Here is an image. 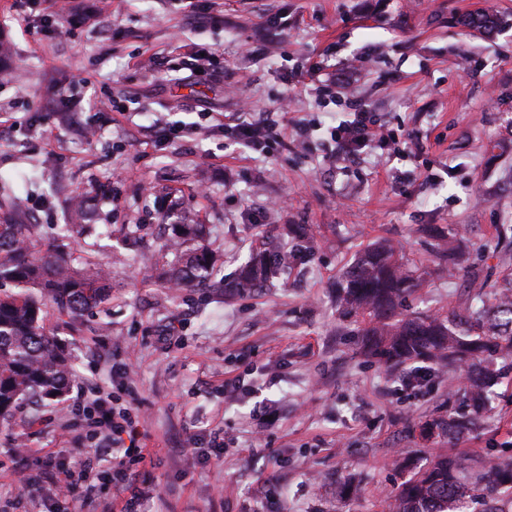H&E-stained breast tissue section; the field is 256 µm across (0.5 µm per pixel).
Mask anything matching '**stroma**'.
<instances>
[{
    "label": "stroma",
    "instance_id": "stroma-1",
    "mask_svg": "<svg viewBox=\"0 0 512 512\" xmlns=\"http://www.w3.org/2000/svg\"><path fill=\"white\" fill-rule=\"evenodd\" d=\"M77 2L51 17L44 0H0L14 65L0 108L16 119L0 127V183L48 238L72 195L90 198L99 234L77 251L111 270L112 297L48 310L78 380L62 405L24 401L0 418V512H110L145 482L155 494L140 512H390L406 477L393 458L425 467L441 445L422 425L463 405L437 380L409 390L363 356L336 279L387 240L429 273L405 313L444 314L512 266L496 247L512 224V0H199L193 13L181 0ZM485 12L502 25L464 27ZM283 99L287 139L249 149L225 136L221 115ZM354 101L389 139L350 161L330 132ZM160 117L211 126L171 141ZM186 210L228 283L263 242L289 243V225L314 249L229 301L201 283L174 288L160 271L170 217ZM432 224L462 228L467 273L433 263ZM497 366L485 425L455 443L474 460L512 457V363ZM97 385L153 459L129 462L123 490L107 477L60 504L59 471L112 466L111 427L75 408ZM262 406L273 418L258 440ZM348 481L359 494L338 502Z\"/></svg>",
    "mask_w": 512,
    "mask_h": 512
}]
</instances>
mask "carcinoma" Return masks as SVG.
<instances>
[{"label": "carcinoma", "mask_w": 512, "mask_h": 512, "mask_svg": "<svg viewBox=\"0 0 512 512\" xmlns=\"http://www.w3.org/2000/svg\"><path fill=\"white\" fill-rule=\"evenodd\" d=\"M467 24L480 33L496 28L490 14H477ZM88 199L69 200L70 223L47 242L39 224L21 219L15 205L0 202V416L10 415L24 401L60 400L76 382L71 358L57 336L47 329L46 308L78 313L91 310L112 294L111 272L98 264L69 256L68 240L89 231L83 223ZM288 234L303 249L268 248L253 254L238 279L226 284L218 277L204 226L191 212H182L168 251L173 259L165 271L169 283L183 286L202 281L235 294L279 278L283 269L310 252L308 236L291 224ZM461 232L435 229V249L448 257V275L463 262L458 251ZM389 243L366 249L336 282V305L346 315L369 316L362 353L393 369L408 363L431 364L428 372L443 379L439 368L467 366L466 383H448V395L462 394L466 412L441 415L425 423L422 434L453 440L481 427L499 371V359L512 358V272L480 307L448 315L400 311L402 300L419 285ZM398 468L411 471L394 496L391 512H501L493 503L512 499V460L488 455L476 467L451 450L438 454L425 468L412 471L406 460Z\"/></svg>", "instance_id": "cac0c4a2"}]
</instances>
